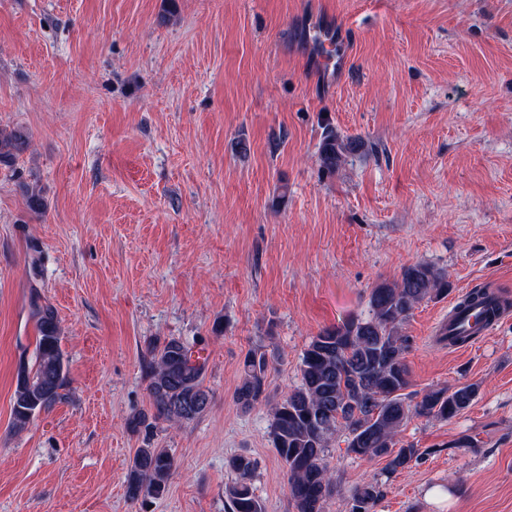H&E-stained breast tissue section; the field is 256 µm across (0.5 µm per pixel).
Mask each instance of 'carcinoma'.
Here are the masks:
<instances>
[{
    "mask_svg": "<svg viewBox=\"0 0 512 512\" xmlns=\"http://www.w3.org/2000/svg\"><path fill=\"white\" fill-rule=\"evenodd\" d=\"M29 145L21 130L0 129V165L13 162ZM361 143L331 130L320 146L321 165L334 170L357 152ZM448 296V279L436 266L418 262L402 268L393 281L375 285L369 294V316L346 320L321 330L301 358L300 383L281 401L270 403L271 445L286 466L287 489L295 512H324L337 492L327 463L330 441L341 432L347 449L361 459L382 458L390 474L418 461L420 449L400 444L396 435L413 415L450 420L477 399L480 386L466 383L425 392L408 402L410 370L406 353L410 341L403 326L424 301ZM488 307V319L496 317L508 300L487 288H474L455 309L466 313ZM37 339L32 366L22 364L13 394V425L25 428L36 414L64 399L68 369L60 346L56 312L49 306L35 308ZM148 365L150 412L128 420L132 432L152 427L159 420L174 426L201 416L211 404L204 387L202 367L188 355L187 346L174 338L154 344ZM269 360L265 352L249 351L243 361V378L234 401L249 409L264 401ZM225 468L235 479L224 488L231 512H264L252 483L257 463L247 454L227 458ZM174 470V458L166 448L150 445L136 450L126 479L131 502L163 494ZM384 496L376 480L353 488L348 495L351 512H373Z\"/></svg>",
    "mask_w": 512,
    "mask_h": 512,
    "instance_id": "1",
    "label": "carcinoma"
}]
</instances>
